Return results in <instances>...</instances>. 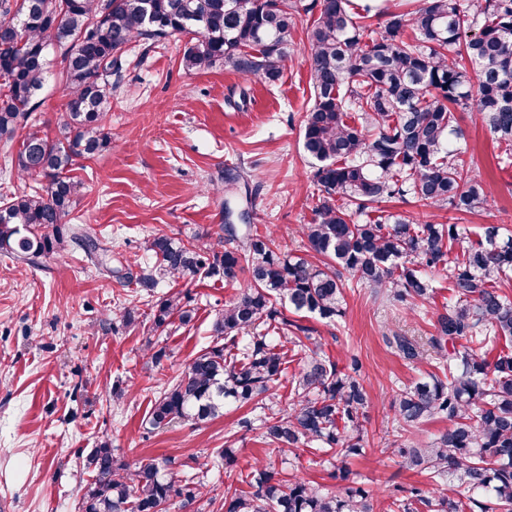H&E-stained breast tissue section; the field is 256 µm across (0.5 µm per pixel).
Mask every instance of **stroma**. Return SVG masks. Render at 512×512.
Listing matches in <instances>:
<instances>
[{
    "instance_id": "stroma-1",
    "label": "stroma",
    "mask_w": 512,
    "mask_h": 512,
    "mask_svg": "<svg viewBox=\"0 0 512 512\" xmlns=\"http://www.w3.org/2000/svg\"><path fill=\"white\" fill-rule=\"evenodd\" d=\"M309 24V16L297 15V52L275 82L221 64L186 70L184 36L130 43L111 78L112 142L75 168L78 190L68 223L106 239L113 255L133 268L146 262L145 243L154 235L186 242L204 233L218 237L229 208L248 211L253 232L273 233L281 251L304 250L302 227L311 223L319 195L301 142L311 99ZM49 58L53 77L38 92L31 121L52 135L66 98L59 48L50 47ZM457 117L463 157L490 187L482 211L460 214L399 199L382 208L461 225L474 239L490 226L512 237V166H498L504 147L470 112ZM428 278L433 297L413 311L350 287L342 317L302 319L327 357L342 366L359 363L369 393L365 454L346 466L372 494L375 512H398L396 500L412 486L450 497L460 491L457 479L433 481L402 467L389 449L395 441H429L448 428L447 420L433 419L415 433L402 432L390 407L396 392L443 365L426 343L453 290L445 270L429 271ZM246 284L205 279L184 286L194 318L162 334L150 305L130 306L131 288L103 274L74 243L35 264L0 256V512H78L92 482L84 459L104 437L118 461L168 457L180 478L233 448L234 466L203 474L208 496L190 512H213L212 498L227 488L250 492V472L261 461L282 476L336 489L326 455L306 446L281 454L265 444L263 410L228 408L206 423L159 429L144 422L157 391L211 342L216 312ZM397 336L424 345L422 358L406 359L393 342ZM160 348L166 356L157 365L149 352ZM116 390L124 393L117 401ZM246 415L254 423L247 432L238 425Z\"/></svg>"
}]
</instances>
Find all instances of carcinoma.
<instances>
[{"label":"carcinoma","instance_id":"carcinoma-1","mask_svg":"<svg viewBox=\"0 0 512 512\" xmlns=\"http://www.w3.org/2000/svg\"><path fill=\"white\" fill-rule=\"evenodd\" d=\"M311 18L307 54L312 88L303 120L305 152L318 167L320 195L305 225L309 252L327 259L274 250L272 233L226 224L224 235L201 245L166 235L147 241L151 262L136 273L111 267L100 240L65 227L77 191L71 176L111 142L107 128L108 77L127 44L191 34L183 55L188 70L222 63L245 76L280 79L292 60L295 15ZM380 32L366 37L352 0H0V142L23 178L40 182L0 201V253L36 263L58 251L63 233L100 270L150 298L165 280L201 278L248 285L224 304L214 339L155 397L147 423H204L228 405L258 406L286 370L285 343L304 348L292 377L297 399L285 413L261 419L262 436L280 450L316 444L340 462L325 492L303 478L284 479L270 463L251 472L255 491L226 492L220 512H374L369 492L348 484L346 458L364 450L361 417L367 393L357 361L341 369L306 342L312 329L284 317L296 313L333 320L343 314V274L413 310L432 292L425 269L448 267L456 299L437 314L429 346L448 363L442 375L402 390L394 401L404 426L445 417L448 430L427 445L403 443L397 454L409 469L436 479L456 477L457 498L426 496L418 488L401 500L402 512H512V350L495 358L485 348L512 342V300L498 285L512 271V238L495 228L473 242L456 224H428L410 215L372 217L387 199L475 213L486 203L482 181L457 147L462 132L454 110H469L508 147L512 163V0H419L412 12L382 11ZM64 62L66 119L51 138L28 125L34 98L49 77L46 49ZM473 71H468L466 64ZM460 257L448 265V252ZM194 310L173 291L153 310L166 330ZM408 359L417 343L393 337ZM171 460L119 463L107 440L86 459L93 482L79 512H167L204 495V483L168 472Z\"/></svg>","mask_w":512,"mask_h":512}]
</instances>
